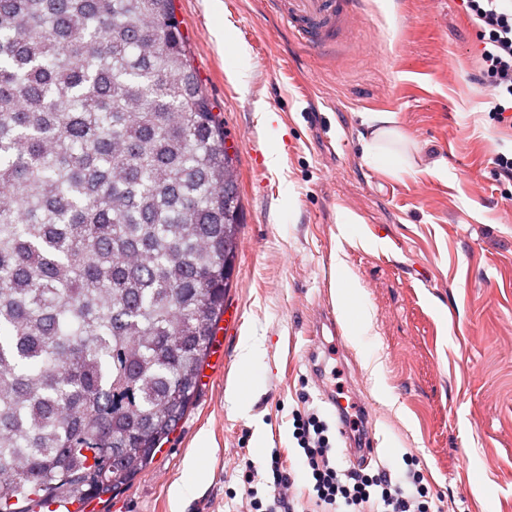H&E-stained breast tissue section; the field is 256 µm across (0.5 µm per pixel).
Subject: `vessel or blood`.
Wrapping results in <instances>:
<instances>
[{"label": "vessel or blood", "instance_id": "vessel-or-blood-1", "mask_svg": "<svg viewBox=\"0 0 512 512\" xmlns=\"http://www.w3.org/2000/svg\"><path fill=\"white\" fill-rule=\"evenodd\" d=\"M289 34L313 48L326 46L342 27L362 20V0H271Z\"/></svg>", "mask_w": 512, "mask_h": 512}]
</instances>
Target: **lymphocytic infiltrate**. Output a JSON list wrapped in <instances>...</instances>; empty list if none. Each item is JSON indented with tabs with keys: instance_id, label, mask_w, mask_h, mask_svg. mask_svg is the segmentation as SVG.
Listing matches in <instances>:
<instances>
[{
	"instance_id": "f902f5d3",
	"label": "lymphocytic infiltrate",
	"mask_w": 512,
	"mask_h": 512,
	"mask_svg": "<svg viewBox=\"0 0 512 512\" xmlns=\"http://www.w3.org/2000/svg\"><path fill=\"white\" fill-rule=\"evenodd\" d=\"M476 22L480 46L477 83L491 93L489 115L512 127V0H462ZM293 435L304 455L308 486L292 489L296 475L278 457L266 468V494L248 488L252 512H432V499L416 476L393 477L387 468L372 475L340 468L331 456L328 425L317 413H295Z\"/></svg>"
}]
</instances>
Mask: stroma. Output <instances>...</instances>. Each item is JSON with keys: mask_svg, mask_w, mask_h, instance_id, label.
<instances>
[{"mask_svg": "<svg viewBox=\"0 0 512 512\" xmlns=\"http://www.w3.org/2000/svg\"><path fill=\"white\" fill-rule=\"evenodd\" d=\"M221 2L216 16L211 0H175L238 156L243 227L221 329L194 409L110 506L88 512H173L182 482L184 512H246L241 461L262 468L275 452L299 469L293 412L317 411L345 448L325 386L368 405L367 472L415 467L441 512H512V179L493 164L512 153V128L490 119V93L473 81V21L461 0H364L361 25L314 53L264 0ZM238 45L249 53L242 86L228 78ZM369 112L394 113L417 143L412 174L364 162ZM339 261L371 313L360 345L346 326L339 347L309 334L336 304ZM244 336L261 356L259 392L240 412L226 391Z\"/></svg>", "mask_w": 512, "mask_h": 512, "instance_id": "stroma-1", "label": "stroma"}]
</instances>
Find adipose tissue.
Segmentation results:
<instances>
[{
  "mask_svg": "<svg viewBox=\"0 0 512 512\" xmlns=\"http://www.w3.org/2000/svg\"><path fill=\"white\" fill-rule=\"evenodd\" d=\"M368 129L363 139V159L367 165L391 175L410 172L412 165L406 138L396 124L393 113L371 112L365 117ZM337 307L342 318L350 324L355 341H362L371 322L368 308L361 301V290L348 274L339 275L335 284Z\"/></svg>",
  "mask_w": 512,
  "mask_h": 512,
  "instance_id": "obj_1",
  "label": "adipose tissue"
}]
</instances>
